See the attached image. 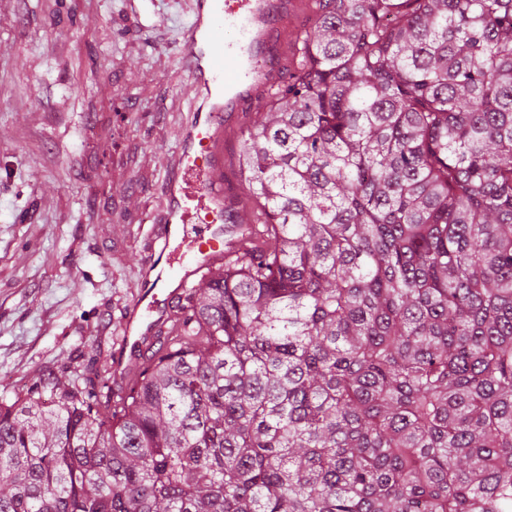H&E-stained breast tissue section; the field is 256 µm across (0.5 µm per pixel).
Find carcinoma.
<instances>
[{
  "mask_svg": "<svg viewBox=\"0 0 512 512\" xmlns=\"http://www.w3.org/2000/svg\"><path fill=\"white\" fill-rule=\"evenodd\" d=\"M318 2L128 390L0 394V512H512V0Z\"/></svg>",
  "mask_w": 512,
  "mask_h": 512,
  "instance_id": "obj_1",
  "label": "carcinoma"
}]
</instances>
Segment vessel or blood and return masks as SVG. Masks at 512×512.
<instances>
[{"label":"vessel or blood","mask_w":512,"mask_h":512,"mask_svg":"<svg viewBox=\"0 0 512 512\" xmlns=\"http://www.w3.org/2000/svg\"><path fill=\"white\" fill-rule=\"evenodd\" d=\"M289 0H191L192 18L182 54L199 103L177 151L149 231L155 247L142 261L122 318L126 339L112 361L114 387L128 388L146 354L175 317L173 303L189 286L223 265L226 216L236 196L224 182V131L231 113L280 85L281 24ZM206 223H197L198 213Z\"/></svg>","instance_id":"obj_1"}]
</instances>
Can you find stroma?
<instances>
[{"instance_id": "1", "label": "stroma", "mask_w": 512, "mask_h": 512, "mask_svg": "<svg viewBox=\"0 0 512 512\" xmlns=\"http://www.w3.org/2000/svg\"><path fill=\"white\" fill-rule=\"evenodd\" d=\"M190 0H0V392L119 331L194 106Z\"/></svg>"}]
</instances>
